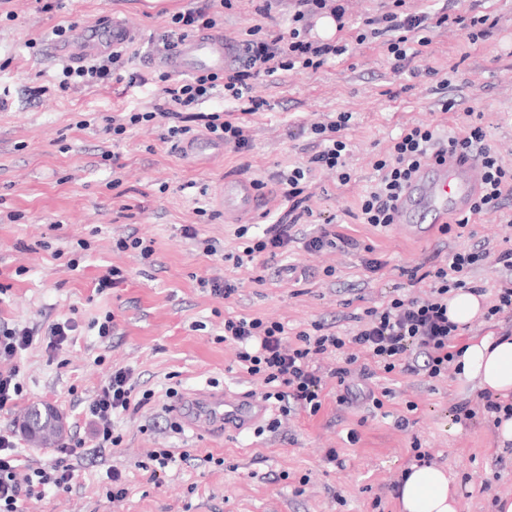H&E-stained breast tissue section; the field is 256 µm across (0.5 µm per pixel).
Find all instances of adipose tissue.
<instances>
[{"instance_id":"obj_1","label":"adipose tissue","mask_w":512,"mask_h":512,"mask_svg":"<svg viewBox=\"0 0 512 512\" xmlns=\"http://www.w3.org/2000/svg\"><path fill=\"white\" fill-rule=\"evenodd\" d=\"M459 380L501 397L512 396V336L484 337L464 346ZM454 479L434 465L412 466L401 491L402 512H456Z\"/></svg>"}]
</instances>
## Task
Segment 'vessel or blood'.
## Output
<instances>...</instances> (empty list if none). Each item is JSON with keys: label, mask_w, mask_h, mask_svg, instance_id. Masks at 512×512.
<instances>
[{"label": "vessel or blood", "mask_w": 512, "mask_h": 512, "mask_svg": "<svg viewBox=\"0 0 512 512\" xmlns=\"http://www.w3.org/2000/svg\"><path fill=\"white\" fill-rule=\"evenodd\" d=\"M136 28L118 20L94 29H74L66 41L55 47L58 56L85 61L129 43ZM237 52L225 42L223 35L203 33L191 35L179 42L172 55L162 59V67L176 75L220 73L234 63ZM188 156L222 154L224 144L205 137L190 139L180 146ZM480 192V174L476 164L456 151H448L420 168L405 186L397 202L393 222L407 231L425 234L450 218L468 214L473 199ZM220 198L224 214L242 218L258 210L259 192L251 180L228 177ZM269 405L256 391L232 394L199 392L170 405V413L182 420L197 434L220 433L233 435L262 422Z\"/></svg>", "instance_id": "b4317fda"}]
</instances>
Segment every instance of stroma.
Instances as JSON below:
<instances>
[{
	"mask_svg": "<svg viewBox=\"0 0 512 512\" xmlns=\"http://www.w3.org/2000/svg\"><path fill=\"white\" fill-rule=\"evenodd\" d=\"M182 4L61 0L45 12L37 0H7L5 9L14 18L0 22V99L6 103L0 111V283L8 287L0 294V320L37 330L39 337L16 359L22 395L16 408L0 411V432L12 429L23 408L48 404L60 414L65 436L89 437L83 405L120 367L131 371L137 391L159 395L173 380L184 394L218 386L260 389V382L239 371L233 347L222 340L225 313L279 320L294 330L336 316L339 331L348 332L355 327L345 317L352 289H360L369 306L406 289L404 268L434 255L443 243L452 250L487 243L490 257L468 275V285L492 292L507 276L498 257L512 251L510 209L488 211L462 236L436 231L418 238L363 223L359 203L376 182L377 154L403 125L439 121L448 135L461 137L471 122L465 114L469 107L481 116L486 143L512 164V0H458L456 13L497 18L491 36L473 45L464 30L452 26L422 48L417 64L451 69L448 88L426 76L393 72L378 43L357 44L358 28L380 10L382 0H348L346 26L335 35L348 44L346 54L314 74L290 71L277 87L256 82L254 93L266 99L265 111L245 116L225 105V118L249 127L248 150L229 148L204 161L161 143L151 126L133 129L113 146L104 130L106 117L159 101L151 49L165 31V13ZM127 18L136 25L140 51L130 69L142 83L64 95L54 91L60 58L52 51L53 28L88 29ZM32 38L46 41L43 54L26 49ZM33 91L40 94L34 101ZM448 99L457 105L441 114ZM338 112L353 115L342 133L351 180L343 186L334 174L316 172L311 207L335 217L337 233L357 240L360 251H294L292 263L309 269L310 277L260 285L183 237L182 226L192 224L201 237L223 241L226 250L238 247L235 227L225 223L219 205L228 176L265 181L253 223L284 211L288 203L275 172L306 162L314 152L309 136L294 139L291 131ZM84 119L90 125L82 130L78 123ZM131 232L152 240L151 258L116 249V240ZM365 248L388 261L387 277L368 278L360 264ZM328 266L335 267V277H324ZM115 267L122 279L96 292L97 280ZM203 277L235 281L238 293L227 301L215 298L199 287ZM107 318L112 333L99 336L96 325ZM65 322L76 326L68 346L48 352L42 334ZM389 387L394 396L382 411L362 400L342 409L329 395L317 415L283 421L278 432L225 439L189 429L173 433L161 402L150 403L116 418L122 442L99 453L96 462L71 456L78 479L70 491L21 501L18 512H398L389 486L414 464L416 441L429 452L431 464L456 473L458 512H493L498 496L512 494V453L500 452L493 417L457 419L458 405L477 403L476 384L399 374ZM409 401L418 405L415 423L402 430L394 417L405 413ZM156 448L185 451L189 458L177 461L154 486L138 465ZM331 448L337 453L333 462L326 458ZM210 453L223 458V466L205 462ZM113 470L129 488L119 503L106 498ZM305 475L310 478L305 493L294 495ZM377 497L382 504L376 509Z\"/></svg>",
	"mask_w": 512,
	"mask_h": 512,
	"instance_id": "35a3bbf8",
	"label": "stroma"
}]
</instances>
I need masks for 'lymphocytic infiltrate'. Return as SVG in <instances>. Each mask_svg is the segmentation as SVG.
Returning <instances> with one entry per match:
<instances>
[{
  "label": "lymphocytic infiltrate",
  "mask_w": 512,
  "mask_h": 512,
  "mask_svg": "<svg viewBox=\"0 0 512 512\" xmlns=\"http://www.w3.org/2000/svg\"><path fill=\"white\" fill-rule=\"evenodd\" d=\"M284 4L290 8L288 29L270 30V23L276 22ZM405 5L406 0H389L387 10L364 19L356 36L360 43L382 39L393 72L438 77V69L429 66L419 69L413 61L421 47L430 44L431 33L448 24L466 30L467 39L473 45L491 34L486 17L470 20L445 10L410 12ZM231 6V0H188L187 6L169 15L161 38L162 52H172L189 35L223 30L224 11ZM255 13L258 23L242 30L240 37L232 41L242 52L238 64L225 68L220 75L197 73L178 79L160 73L161 112H123L112 118L109 131L113 142L123 141L130 128L161 115L166 119L159 136L161 142L176 145L193 136L190 122L195 119L203 122L207 135L223 141L225 146L237 151L247 149L251 139L246 126L226 120L219 110L202 112V105L221 98L240 105L242 113L256 114L263 110L265 101L253 93L255 80L282 79L294 69L315 72L348 51L347 45L335 39L312 34L315 20H342L345 8L339 0H258ZM125 54V48L121 47L80 65L61 63L59 89L68 92L119 79ZM351 118V113L341 112L334 120L310 125L308 133L318 147L317 152L306 163L285 167L276 174L290 208L259 233L252 232L250 225H239L235 235L242 242L241 250L228 252L218 239L199 238L197 229L190 224L183 226V236L199 240L205 255L221 257L233 269L246 272L251 281L260 284L266 283L271 272L278 280H293L297 268L286 261L291 247H301L308 253L337 246L357 248V241L336 233L333 218L323 220L318 234L310 235L301 229L302 219L313 214L306 193L313 172H336L343 185L351 179L344 169L346 144L340 137ZM444 146L470 155L482 169L483 185L469 216L458 219L452 226L441 225V234H448L454 227L466 229L471 219L501 209L506 201L512 200V167L506 166L486 144L481 127L471 128L462 138L443 139L435 126H406L393 139L388 153L375 163L377 181L360 205L364 223L389 226L395 203L413 173ZM488 256L485 245L476 243L451 251L443 260L433 256L422 259L408 273L410 293L397 294L353 314L358 328L347 336L325 320L291 334L278 321L225 315V342L236 346L237 360L247 374L261 376L266 387L263 397L279 412L278 418L269 421L268 430H277L284 416L302 412L317 414L330 388L336 391L337 405H350L362 398L380 409L392 391L386 387L378 392L368 388V380L378 375L422 372L432 379L447 378L461 335L458 325L448 318V293L466 287L467 275ZM33 336L32 330L0 321V411L14 406L22 393L19 368L14 361L31 346ZM153 396L150 390L136 393L129 370H113L83 408L93 428L95 443L90 448L91 454L118 446L121 438L114 433L115 416L142 408ZM77 448L74 441L63 444L53 464L35 467L18 451L13 434H1L0 512H17L19 501L44 497L51 489H72L76 474L69 458L76 454Z\"/></svg>",
  "instance_id": "f902f5d3"
}]
</instances>
